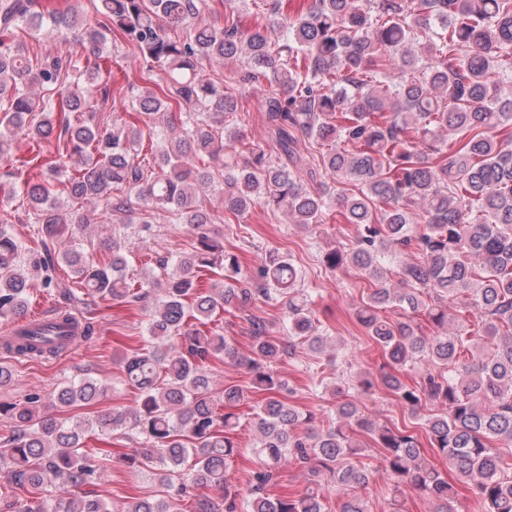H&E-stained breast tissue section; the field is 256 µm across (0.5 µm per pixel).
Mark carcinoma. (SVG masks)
Listing matches in <instances>:
<instances>
[{
  "label": "carcinoma",
  "instance_id": "obj_1",
  "mask_svg": "<svg viewBox=\"0 0 512 512\" xmlns=\"http://www.w3.org/2000/svg\"><path fill=\"white\" fill-rule=\"evenodd\" d=\"M95 22L80 0L48 9L41 0H0V161L11 160L22 137L37 144L56 139V155L35 157V173H12L26 201L32 234L16 235L0 219V317L27 306L28 271L65 305L16 353L26 360L66 351L53 330L68 327L72 306L88 299L155 304L143 347L128 353L123 375L137 391L136 408L114 410L94 422L43 414V398L0 405L9 433L0 435V471L24 494L14 512H112L97 494L112 453L87 447L112 434H134L142 448L128 467L160 476L159 499L140 498L122 512H181L192 486L224 489V512H330L319 477L338 489L362 487L368 473L354 463L370 447L382 454L394 495L417 490L435 512H458L457 491L427 458L419 435L378 423L359 408L358 396L381 386L414 417L422 405L441 407L423 418L432 453L448 460L457 480L475 494L482 512H512V463L495 445L512 449V89L492 79L512 74V0H309L294 15L283 0H251L266 12L265 29L247 24L249 12L224 15L209 26L208 0H93ZM118 34L159 68L147 71L133 111L138 123L113 118L95 123L91 87L104 84L100 64L105 32ZM87 51L85 61L60 53L33 65L24 36L37 34ZM214 61L237 66L228 78L209 77ZM262 97L268 154L246 148L227 124L243 112L245 94ZM156 145L141 156L143 140ZM309 155L317 172L336 178L340 215L357 228L346 250L323 255L325 267L351 266L375 281L356 311L366 336L387 363L378 374L359 373L354 395L336 404L321 429L314 416L280 398L285 382L270 362L306 344L323 350L299 268L271 253L250 274L213 232L217 216L199 191L218 192L224 212L242 216L256 204L285 214L289 223H327L329 202L304 187L298 172ZM65 200H60V197ZM95 201L126 215L112 234V260L94 263L77 244L64 245L79 210ZM147 205L139 223L149 230L153 210L187 225L191 249L158 260L160 275L127 278L122 246L135 202ZM414 260L397 271L387 260ZM71 269L77 287L63 288L56 267ZM398 277L400 287L389 284ZM163 295L155 296L157 287ZM286 304L288 342L268 336L266 321L249 317V381L213 391L206 365L241 362L215 324L226 305L245 311L258 299ZM471 329L448 331V305ZM398 307L393 320L383 309ZM434 327L422 334L417 318ZM489 342L483 358L472 347ZM425 361L416 386L400 372ZM96 378L67 380L57 392L63 407L86 406L106 394ZM267 392L255 406L253 453L260 461L247 496L230 489L229 461L237 451L234 408L249 394ZM292 463L309 475L297 497H275L268 487Z\"/></svg>",
  "mask_w": 512,
  "mask_h": 512
}]
</instances>
